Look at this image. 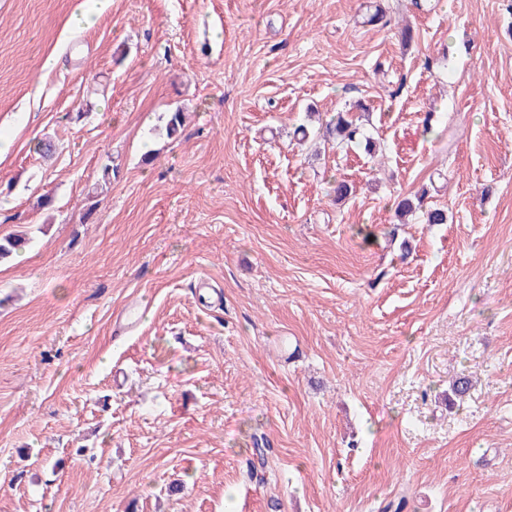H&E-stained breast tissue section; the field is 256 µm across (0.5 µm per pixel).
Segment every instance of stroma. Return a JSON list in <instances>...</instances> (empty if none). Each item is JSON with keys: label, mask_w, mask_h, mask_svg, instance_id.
Segmentation results:
<instances>
[{"label": "stroma", "mask_w": 512, "mask_h": 512, "mask_svg": "<svg viewBox=\"0 0 512 512\" xmlns=\"http://www.w3.org/2000/svg\"><path fill=\"white\" fill-rule=\"evenodd\" d=\"M85 7L0 0V512H512V0ZM327 134L336 143V148H348L365 140V150L372 151L375 141L365 135L363 125L352 112H337L326 124ZM427 190L423 189L419 195L414 198L406 197L398 201L396 206V217L400 224H406L409 217L414 216L417 212L422 213V217L426 224H444L448 221L445 210L440 208L425 207V198ZM32 237L26 234H8L0 237V263L29 247Z\"/></svg>", "instance_id": "35a3bbf8"}]
</instances>
